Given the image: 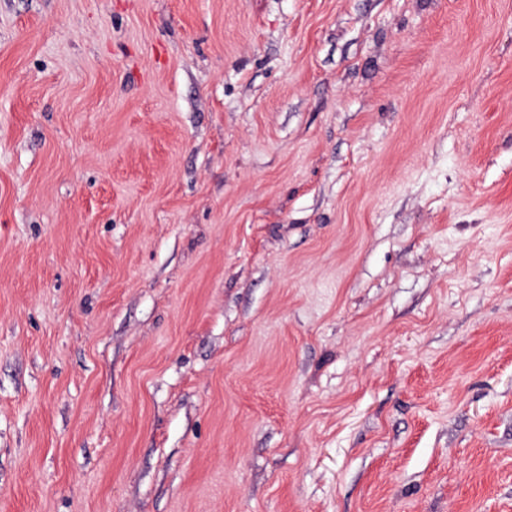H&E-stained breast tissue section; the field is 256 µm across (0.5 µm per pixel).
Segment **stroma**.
I'll list each match as a JSON object with an SVG mask.
<instances>
[{"instance_id":"stroma-1","label":"stroma","mask_w":512,"mask_h":512,"mask_svg":"<svg viewBox=\"0 0 512 512\" xmlns=\"http://www.w3.org/2000/svg\"><path fill=\"white\" fill-rule=\"evenodd\" d=\"M0 512H512V0H0Z\"/></svg>"}]
</instances>
